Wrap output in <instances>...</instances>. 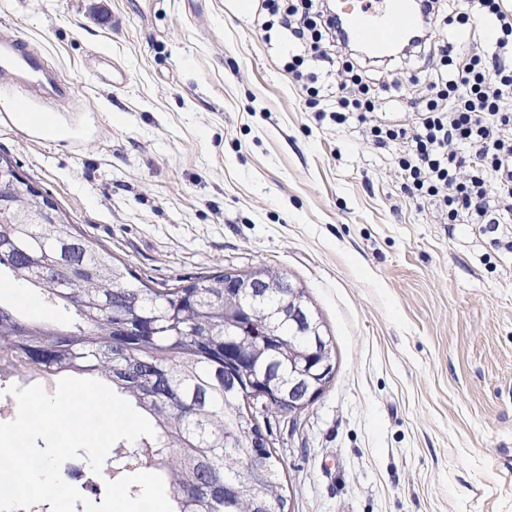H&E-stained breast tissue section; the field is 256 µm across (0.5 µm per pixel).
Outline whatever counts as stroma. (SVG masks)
<instances>
[{
  "instance_id": "obj_1",
  "label": "stroma",
  "mask_w": 512,
  "mask_h": 512,
  "mask_svg": "<svg viewBox=\"0 0 512 512\" xmlns=\"http://www.w3.org/2000/svg\"><path fill=\"white\" fill-rule=\"evenodd\" d=\"M262 20L261 0H0L75 88L45 134L0 72V157L156 286L266 265L305 289L335 370L268 416L284 512H512V218L449 223L367 133L412 125L435 60L377 64L366 122L321 120Z\"/></svg>"
}]
</instances>
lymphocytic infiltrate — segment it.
<instances>
[{
    "label": "lymphocytic infiltrate",
    "instance_id": "f902f5d3",
    "mask_svg": "<svg viewBox=\"0 0 512 512\" xmlns=\"http://www.w3.org/2000/svg\"><path fill=\"white\" fill-rule=\"evenodd\" d=\"M424 31L412 50L438 59L428 93L418 102L412 129L375 124L376 144L397 145L409 196L432 199L452 224H496L512 214V10L503 0H470L462 9L451 0H426ZM271 15L266 29L287 31L300 53L287 69L296 82L306 79L304 60L344 70L336 86L332 118L365 120L376 108L369 62L342 55L343 40L322 0H264ZM492 19L498 30L493 54L466 52L459 43L472 17ZM467 154H460V147Z\"/></svg>",
    "mask_w": 512,
    "mask_h": 512
}]
</instances>
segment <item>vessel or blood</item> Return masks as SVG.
<instances>
[{"label": "vessel or blood", "instance_id": "b4317fda", "mask_svg": "<svg viewBox=\"0 0 512 512\" xmlns=\"http://www.w3.org/2000/svg\"><path fill=\"white\" fill-rule=\"evenodd\" d=\"M423 12V0H357L343 9L340 22L350 40L383 56L419 30ZM1 69L12 72L30 96L63 101L72 95L68 82L48 71L41 57L7 32L0 34Z\"/></svg>", "mask_w": 512, "mask_h": 512}]
</instances>
